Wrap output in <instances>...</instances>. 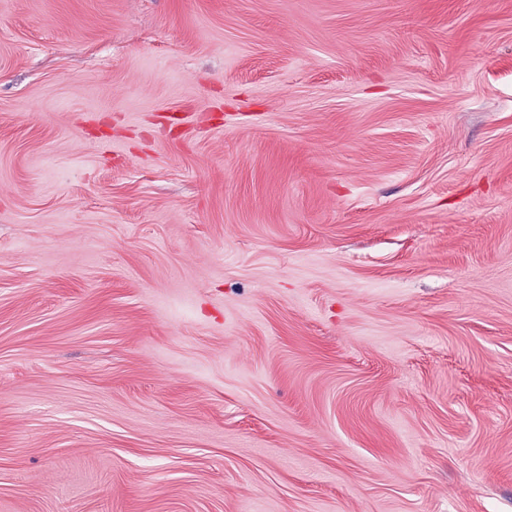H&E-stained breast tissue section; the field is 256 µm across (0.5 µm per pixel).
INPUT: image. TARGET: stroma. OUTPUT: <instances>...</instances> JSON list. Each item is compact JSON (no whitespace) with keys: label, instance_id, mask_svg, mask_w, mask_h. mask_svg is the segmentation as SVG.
Wrapping results in <instances>:
<instances>
[{"label":"stroma","instance_id":"obj_1","mask_svg":"<svg viewBox=\"0 0 512 512\" xmlns=\"http://www.w3.org/2000/svg\"><path fill=\"white\" fill-rule=\"evenodd\" d=\"M0 512H512V0H0Z\"/></svg>","mask_w":512,"mask_h":512}]
</instances>
